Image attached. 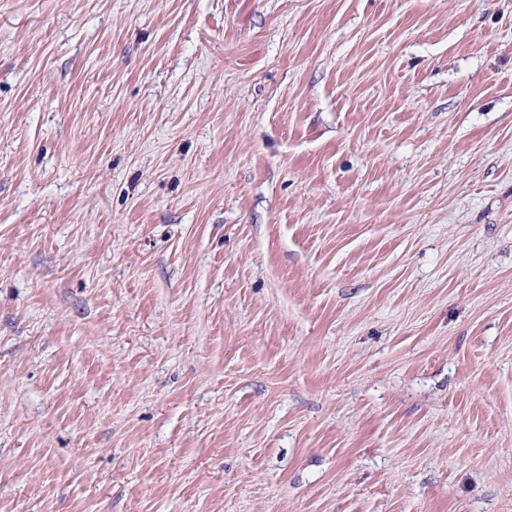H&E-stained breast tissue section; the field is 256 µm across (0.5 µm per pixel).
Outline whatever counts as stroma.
Returning a JSON list of instances; mask_svg holds the SVG:
<instances>
[{
  "label": "stroma",
  "instance_id": "stroma-1",
  "mask_svg": "<svg viewBox=\"0 0 512 512\" xmlns=\"http://www.w3.org/2000/svg\"><path fill=\"white\" fill-rule=\"evenodd\" d=\"M0 512H512V0H0Z\"/></svg>",
  "mask_w": 512,
  "mask_h": 512
}]
</instances>
